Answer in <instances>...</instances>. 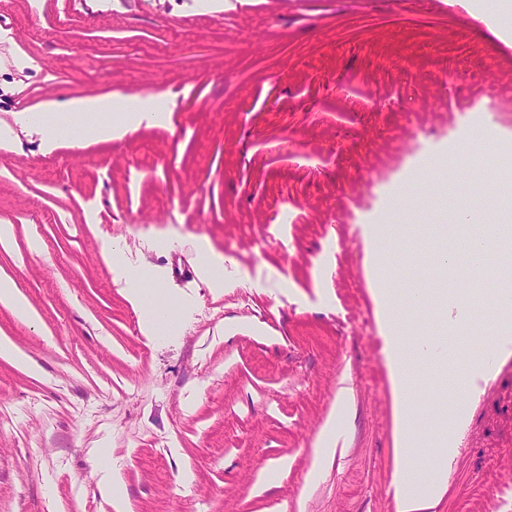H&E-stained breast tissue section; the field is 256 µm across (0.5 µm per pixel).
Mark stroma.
<instances>
[{"label": "stroma", "mask_w": 512, "mask_h": 512, "mask_svg": "<svg viewBox=\"0 0 512 512\" xmlns=\"http://www.w3.org/2000/svg\"><path fill=\"white\" fill-rule=\"evenodd\" d=\"M474 3L0 0V224L15 233L0 274L38 313L0 305V337L30 363L0 358V512H113L107 468L134 512H395L383 290L448 355L439 396L434 358L401 349L422 477L443 448L418 417L460 399L471 420L433 512H512V359L445 333L438 238L367 237L386 211L434 225L512 199V171L429 168L484 137L512 148V124L459 107V75L512 87V14ZM112 93L173 108L109 142L73 119L49 152L27 125L46 101ZM155 282L177 308L159 336L127 298ZM469 358L488 386L461 397ZM331 417L344 449L313 479Z\"/></svg>", "instance_id": "stroma-1"}]
</instances>
